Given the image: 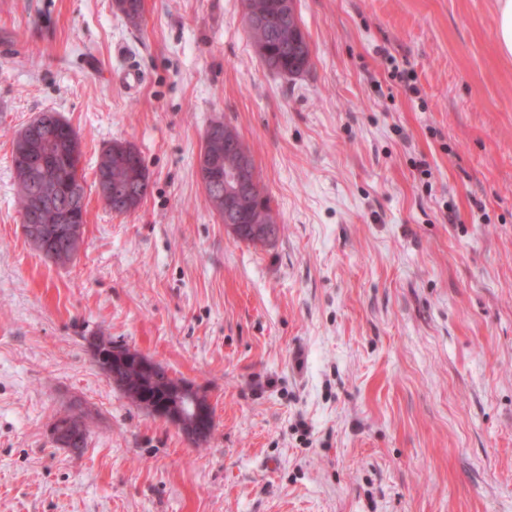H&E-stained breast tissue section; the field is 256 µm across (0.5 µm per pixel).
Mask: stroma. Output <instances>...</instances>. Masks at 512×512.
I'll use <instances>...</instances> for the list:
<instances>
[{"mask_svg":"<svg viewBox=\"0 0 512 512\" xmlns=\"http://www.w3.org/2000/svg\"><path fill=\"white\" fill-rule=\"evenodd\" d=\"M312 65L267 70L242 0H0V512H512V60L495 0H295ZM125 48L141 91L115 87ZM412 70L418 96L389 77ZM77 132L82 248L26 238L12 142ZM236 128L280 232L224 229L197 161ZM133 144L140 207L104 209ZM103 335L206 395L202 446L96 365ZM86 415L81 452L56 416ZM115 143L117 142H113L103 150L98 159L95 184L97 188L100 175L108 177L109 179L105 177L101 180L100 193L110 196L112 201L98 193L101 201L113 213L112 202L117 212L128 214L136 209V202L148 193L149 186L148 182L142 178L132 179L126 183L112 182L130 179L134 172L132 165H135L134 154L126 145L123 146V149L129 155L132 165L127 158L112 154V146Z\"/></svg>","mask_w":512,"mask_h":512,"instance_id":"stroma-1","label":"stroma"}]
</instances>
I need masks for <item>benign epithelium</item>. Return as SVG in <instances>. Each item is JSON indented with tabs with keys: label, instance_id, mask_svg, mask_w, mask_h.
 Returning a JSON list of instances; mask_svg holds the SVG:
<instances>
[{
	"label": "benign epithelium",
	"instance_id": "7a95c632",
	"mask_svg": "<svg viewBox=\"0 0 512 512\" xmlns=\"http://www.w3.org/2000/svg\"><path fill=\"white\" fill-rule=\"evenodd\" d=\"M291 16L293 11L290 0L283 4L281 13L276 18L245 9L246 26L249 31L269 26L286 27ZM67 132V126L58 115L48 113L42 116L34 130L29 133L28 140L22 142L17 153L18 160L24 164L45 165L56 145L62 141V135ZM221 138L224 139V154L228 155V161L223 164L203 150L198 159V176L203 186L218 190V195L224 198V228L228 234L238 238L243 230V206L258 201L260 190L252 169L251 158L241 149L240 142L232 130L223 132L210 128L204 135V141L207 143ZM148 191V182L142 178L117 183L105 177L100 185V193L110 196L115 210L123 214L134 211L136 202ZM62 212V224H38L36 214H25L22 221L30 224V240L40 251L56 247L75 256L83 240L85 225L82 224L75 205L64 207ZM87 345L95 363L107 374L111 369L106 363L109 354L114 358L119 356L134 362L143 378L150 382L165 373L164 367L157 361L141 353L129 352L118 343L106 347L98 339L90 337ZM142 409L177 428L191 442H200L209 436L215 424L209 402L201 399L195 388L186 382L181 383L177 390L164 395L162 400L142 404ZM84 431L85 421L80 415L60 422L52 428L55 443L63 447Z\"/></svg>",
	"mask_w": 512,
	"mask_h": 512
}]
</instances>
